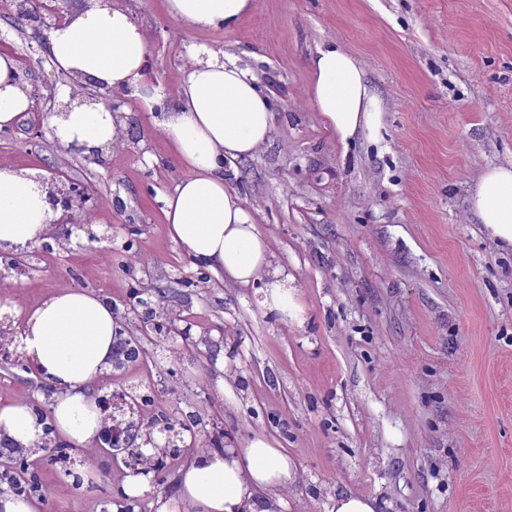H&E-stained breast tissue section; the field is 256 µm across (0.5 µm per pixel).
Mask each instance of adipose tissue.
Returning <instances> with one entry per match:
<instances>
[{"label":"adipose tissue","mask_w":512,"mask_h":512,"mask_svg":"<svg viewBox=\"0 0 512 512\" xmlns=\"http://www.w3.org/2000/svg\"><path fill=\"white\" fill-rule=\"evenodd\" d=\"M254 0H165L167 15L201 30L234 26ZM47 49L55 66L72 77L58 97L63 112L46 115L62 144L92 154L120 142L122 113L88 99L86 89L121 92L156 117L187 174L161 199L170 238L202 267L226 281L258 286L260 305L302 320L293 279L272 265L267 236L224 177L227 162L253 155L270 138L275 112L257 77L236 59L203 44L186 45L189 60L175 93L147 77L144 33L119 7L93 4L53 26ZM311 96L326 127L348 142L379 125V108L360 62L335 42L311 56ZM19 64L0 53V130L13 127L32 100L18 80ZM41 170L0 166V249L14 253L49 239L63 214ZM470 205L489 236L512 246V165L488 168L475 184ZM124 330L102 296L82 288H58L26 312L19 328L30 369L55 389L48 417L29 402L0 408V439L34 448L46 432L83 448L104 428L92 396L93 382L112 368L113 347ZM294 479L292 459L265 435L245 447L203 453L179 472L177 497L157 512H285L281 488Z\"/></svg>","instance_id":"ef3b65f1"}]
</instances>
